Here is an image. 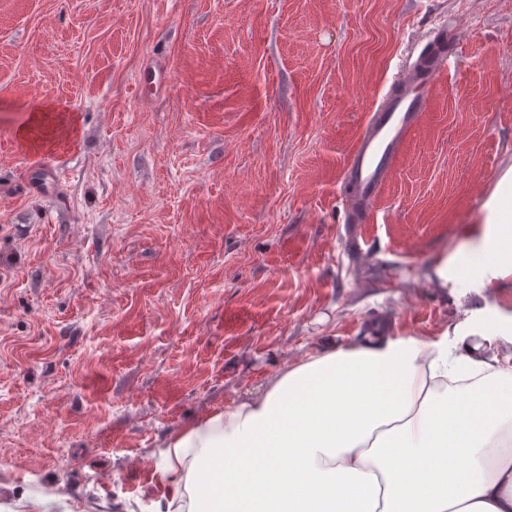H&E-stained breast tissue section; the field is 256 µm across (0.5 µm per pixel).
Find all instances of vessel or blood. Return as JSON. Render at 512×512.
Wrapping results in <instances>:
<instances>
[{
  "label": "vessel or blood",
  "instance_id": "obj_1",
  "mask_svg": "<svg viewBox=\"0 0 512 512\" xmlns=\"http://www.w3.org/2000/svg\"><path fill=\"white\" fill-rule=\"evenodd\" d=\"M447 66V48L434 49L419 64L405 67L367 114L342 171L348 224L366 223L374 211Z\"/></svg>",
  "mask_w": 512,
  "mask_h": 512
}]
</instances>
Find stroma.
<instances>
[{"mask_svg":"<svg viewBox=\"0 0 512 512\" xmlns=\"http://www.w3.org/2000/svg\"><path fill=\"white\" fill-rule=\"evenodd\" d=\"M457 51L369 223L341 170ZM69 139L19 141L33 109ZM512 170V0H0V512H167L173 438L371 323L512 357V265L443 282ZM48 112L54 111L35 108L31 113L29 124L19 130L18 137L25 141L32 140L31 134L35 129H42L49 125L63 130H67V128L70 126L72 130L74 124L73 119L63 114H54Z\"/></svg>","mask_w":512,"mask_h":512,"instance_id":"1","label":"stroma"}]
</instances>
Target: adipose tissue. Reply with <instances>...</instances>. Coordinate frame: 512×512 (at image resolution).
<instances>
[{
  "label": "adipose tissue",
  "mask_w": 512,
  "mask_h": 512,
  "mask_svg": "<svg viewBox=\"0 0 512 512\" xmlns=\"http://www.w3.org/2000/svg\"><path fill=\"white\" fill-rule=\"evenodd\" d=\"M511 204L491 200L481 241L437 276L496 266ZM167 454L168 512H512V365L378 326L287 367Z\"/></svg>",
  "instance_id": "ef3b65f1"
}]
</instances>
